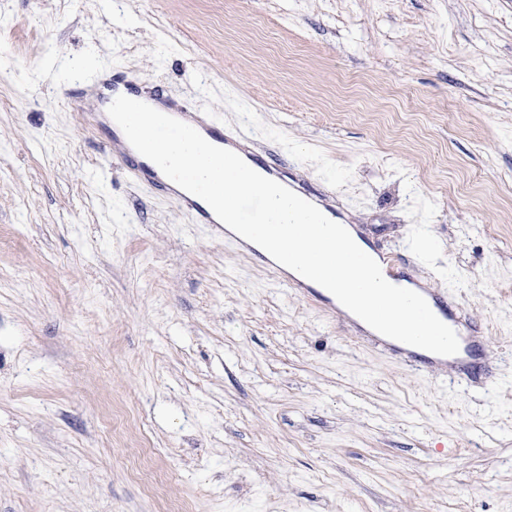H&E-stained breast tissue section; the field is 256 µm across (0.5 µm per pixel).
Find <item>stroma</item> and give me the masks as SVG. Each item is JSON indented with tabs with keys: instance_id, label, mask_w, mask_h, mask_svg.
Segmentation results:
<instances>
[{
	"instance_id": "1",
	"label": "stroma",
	"mask_w": 512,
	"mask_h": 512,
	"mask_svg": "<svg viewBox=\"0 0 512 512\" xmlns=\"http://www.w3.org/2000/svg\"><path fill=\"white\" fill-rule=\"evenodd\" d=\"M105 77L249 118L482 328L491 386L415 373L134 182ZM170 500L512 512V0H0V512Z\"/></svg>"
}]
</instances>
